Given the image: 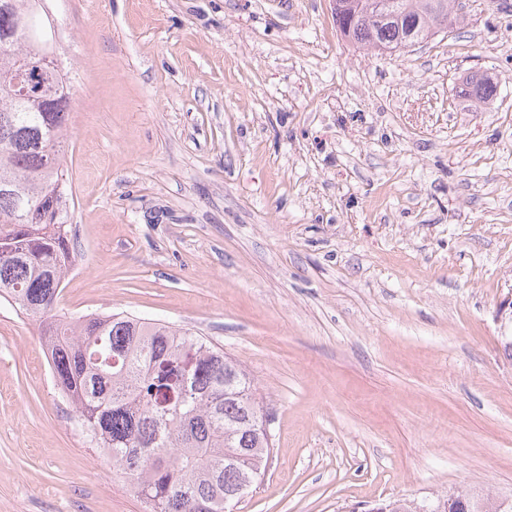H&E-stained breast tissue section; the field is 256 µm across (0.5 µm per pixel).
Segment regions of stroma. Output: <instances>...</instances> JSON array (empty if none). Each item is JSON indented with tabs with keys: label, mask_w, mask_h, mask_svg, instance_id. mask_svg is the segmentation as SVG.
<instances>
[{
	"label": "stroma",
	"mask_w": 512,
	"mask_h": 512,
	"mask_svg": "<svg viewBox=\"0 0 512 512\" xmlns=\"http://www.w3.org/2000/svg\"><path fill=\"white\" fill-rule=\"evenodd\" d=\"M74 85L59 314L223 346L272 416L235 512L512 495V0L408 52L333 0H49ZM487 75L489 101L459 85ZM0 512H144L0 299Z\"/></svg>",
	"instance_id": "stroma-1"
}]
</instances>
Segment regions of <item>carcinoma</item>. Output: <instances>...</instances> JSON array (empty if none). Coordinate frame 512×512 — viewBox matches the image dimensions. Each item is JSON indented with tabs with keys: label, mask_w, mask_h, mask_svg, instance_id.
I'll return each mask as SVG.
<instances>
[{
	"label": "carcinoma",
	"mask_w": 512,
	"mask_h": 512,
	"mask_svg": "<svg viewBox=\"0 0 512 512\" xmlns=\"http://www.w3.org/2000/svg\"><path fill=\"white\" fill-rule=\"evenodd\" d=\"M0 35L17 13H34L41 41H54L38 0H10ZM375 21L372 0H336V27L380 53L420 43L451 26L452 0H391ZM23 38L0 47V298L39 323L56 385L81 427L132 482L147 512H225L240 500L243 479L258 480L271 453L255 412L254 380L189 329L122 312L60 319V288L76 254L62 215L67 178L61 159L69 106L19 99V68L35 62ZM497 85L469 79L456 95L484 101ZM55 195L56 207L38 202ZM456 512H512L507 503L457 492Z\"/></svg>",
	"instance_id": "cac0c4a2"
}]
</instances>
